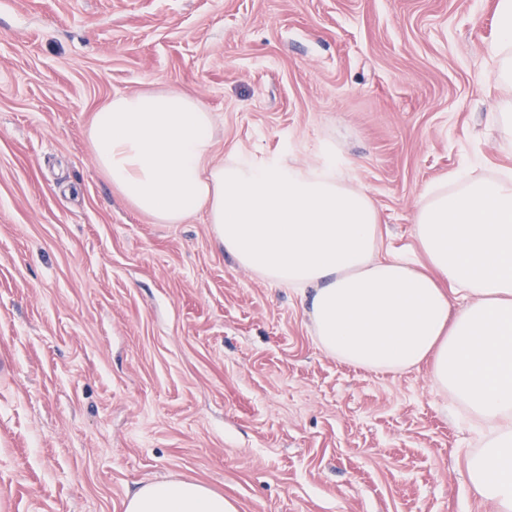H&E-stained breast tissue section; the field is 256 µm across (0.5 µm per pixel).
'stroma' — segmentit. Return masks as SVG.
<instances>
[{"instance_id": "obj_1", "label": "stroma", "mask_w": 512, "mask_h": 512, "mask_svg": "<svg viewBox=\"0 0 512 512\" xmlns=\"http://www.w3.org/2000/svg\"><path fill=\"white\" fill-rule=\"evenodd\" d=\"M497 0H0V512H124L195 481L237 512H494L485 430L428 367L326 354L295 290L205 216L160 224L100 173L93 112L185 90L218 157L335 159L407 250L425 189L512 168L487 122Z\"/></svg>"}]
</instances>
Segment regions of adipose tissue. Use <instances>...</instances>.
<instances>
[{
  "label": "adipose tissue",
  "mask_w": 512,
  "mask_h": 512,
  "mask_svg": "<svg viewBox=\"0 0 512 512\" xmlns=\"http://www.w3.org/2000/svg\"><path fill=\"white\" fill-rule=\"evenodd\" d=\"M490 126L512 134V0H497ZM87 137L101 173L162 224L196 215L237 263L298 289L318 346L374 372L428 365L433 386L491 432L466 457L475 496L512 512V171L449 174L421 197L411 255L386 249L371 199L335 163L215 157V122L191 93L112 97ZM125 512H237L206 485H142Z\"/></svg>",
  "instance_id": "adipose-tissue-1"
}]
</instances>
